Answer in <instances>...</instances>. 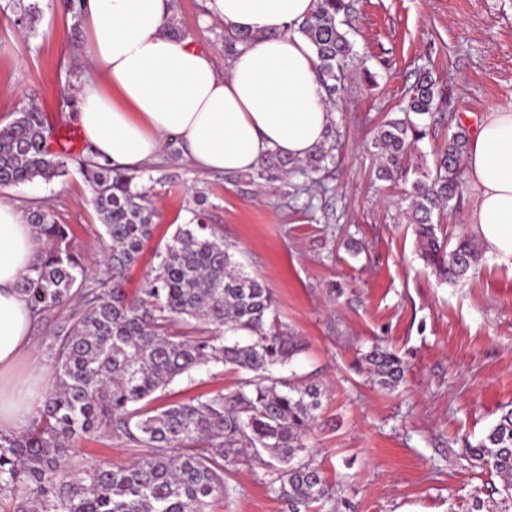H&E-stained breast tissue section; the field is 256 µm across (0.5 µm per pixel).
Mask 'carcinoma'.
Returning <instances> with one entry per match:
<instances>
[{"label":"carcinoma","mask_w":512,"mask_h":512,"mask_svg":"<svg viewBox=\"0 0 512 512\" xmlns=\"http://www.w3.org/2000/svg\"><path fill=\"white\" fill-rule=\"evenodd\" d=\"M353 11L352 0H316L294 26L315 49L333 107L355 59L339 17ZM39 12L38 3L25 5L15 23L30 26ZM444 100L432 71L420 70L403 117L381 126L373 148L383 178L411 182L407 216L421 259L442 279L455 280L478 263V246L463 238L447 249L433 217L461 198L469 138L454 132L431 168L415 155L416 145L445 120L439 112ZM48 138L45 112L33 103L0 128L1 188L66 176L74 157L49 149ZM333 150L330 143L302 161L271 154L251 178L286 181L297 195L335 159ZM80 166L107 238L104 269L89 275L70 226L41 206L29 209L42 251L17 291L38 317L61 307L69 314L47 347L55 381L42 407L23 432L0 433V501H14V512H207L209 500L226 494L224 475L242 466L275 475L271 484L288 512H310L313 504L332 500L336 491L305 443L324 389L295 373L272 376L304 344L279 319L271 289L245 274L223 237L200 221L176 229L158 251L146 287L130 299L125 277L155 224L149 189L91 152ZM187 318L213 327V334L172 332ZM363 360L381 388L394 391L405 381L406 367L394 352L375 346ZM211 363L241 373L234 391L145 410L176 377ZM94 434L122 438L139 454L126 465L92 464L77 473L69 442ZM468 452L501 482L488 499L474 498L471 512H512V409L502 411Z\"/></svg>","instance_id":"1"}]
</instances>
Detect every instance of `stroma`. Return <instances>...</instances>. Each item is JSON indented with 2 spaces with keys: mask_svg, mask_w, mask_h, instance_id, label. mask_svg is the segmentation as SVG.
<instances>
[{
  "mask_svg": "<svg viewBox=\"0 0 512 512\" xmlns=\"http://www.w3.org/2000/svg\"><path fill=\"white\" fill-rule=\"evenodd\" d=\"M206 0H174L173 23L225 71L224 25L207 19ZM32 28L14 23L15 0H0V125L23 103L43 106L51 129L73 125V96L87 66L80 18L67 0H42ZM346 29L378 85L347 83L338 106L336 160L321 185L291 198L282 183L258 184L203 171L188 162L178 138L158 161L143 166L158 212L152 239L127 274L129 297L158 263L157 247L192 223L196 193L205 221L235 259L271 288L281 320L304 351L277 377L297 374L322 383L319 424L307 439L316 463L336 489V512H467L487 496L492 477L474 467L477 444L512 408V258L483 254L460 279L443 281L419 257L404 211L407 185L378 179L372 146L379 127L399 114L405 90L428 67L448 98V124L419 142L434 160L457 128L472 129L493 107H512V0H356ZM21 206L45 204L69 225L89 273L103 256V226L78 169L0 193ZM67 309L36 320L32 347L12 379L54 381L47 346ZM392 349L407 366L395 391L380 388L361 355ZM239 375L211 365L159 392L155 410L192 397L236 389ZM136 450L109 435L72 443L73 462L122 465ZM230 494L209 512H288L265 470L239 468Z\"/></svg>",
  "mask_w": 512,
  "mask_h": 512,
  "instance_id": "1",
  "label": "stroma"
}]
</instances>
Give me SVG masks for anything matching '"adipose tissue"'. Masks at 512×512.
I'll return each mask as SVG.
<instances>
[{"label": "adipose tissue", "mask_w": 512, "mask_h": 512, "mask_svg": "<svg viewBox=\"0 0 512 512\" xmlns=\"http://www.w3.org/2000/svg\"><path fill=\"white\" fill-rule=\"evenodd\" d=\"M316 0H207L208 15L247 35L219 74L208 51L173 35L171 0H83L91 71L75 121L98 159L134 170L179 137L202 169L247 173L272 153L303 160L337 119L311 44L292 25ZM466 164L478 189L470 227L488 253L512 257V109L485 113ZM41 244L26 211L0 197V431L17 433L41 400L10 377L29 349L32 314L17 283Z\"/></svg>", "instance_id": "obj_1"}]
</instances>
